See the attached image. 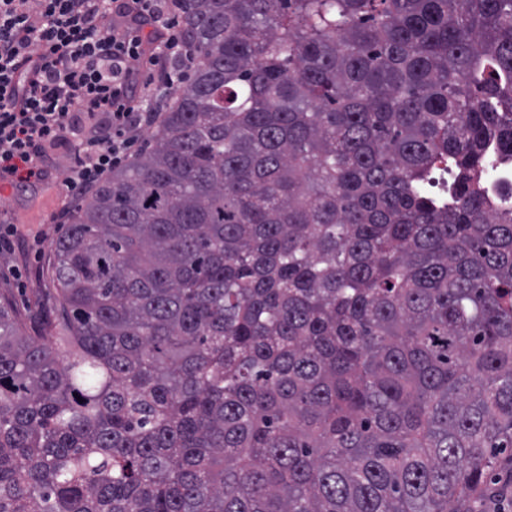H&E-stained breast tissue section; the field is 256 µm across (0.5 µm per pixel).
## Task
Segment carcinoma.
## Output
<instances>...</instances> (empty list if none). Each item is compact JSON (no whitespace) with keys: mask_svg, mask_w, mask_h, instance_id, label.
<instances>
[{"mask_svg":"<svg viewBox=\"0 0 512 512\" xmlns=\"http://www.w3.org/2000/svg\"><path fill=\"white\" fill-rule=\"evenodd\" d=\"M149 147L0 291V512H481L512 464V0H186ZM452 194L431 190L443 163ZM482 175L485 190L493 203L512 208V158L489 150Z\"/></svg>","mask_w":512,"mask_h":512,"instance_id":"obj_1","label":"carcinoma"}]
</instances>
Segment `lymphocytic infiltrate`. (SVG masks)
Segmentation results:
<instances>
[{"label": "lymphocytic infiltrate", "mask_w": 512, "mask_h": 512, "mask_svg": "<svg viewBox=\"0 0 512 512\" xmlns=\"http://www.w3.org/2000/svg\"><path fill=\"white\" fill-rule=\"evenodd\" d=\"M185 0H0V182L78 198L129 161L195 61ZM70 151L64 178L50 159Z\"/></svg>", "instance_id": "f902f5d3"}]
</instances>
